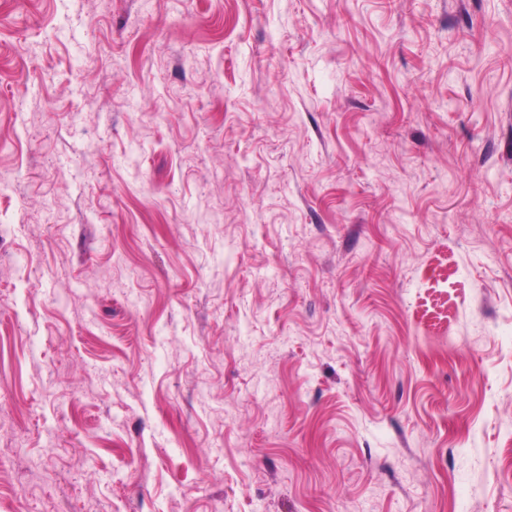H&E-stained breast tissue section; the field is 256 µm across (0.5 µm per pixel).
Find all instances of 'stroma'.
I'll use <instances>...</instances> for the list:
<instances>
[{
  "mask_svg": "<svg viewBox=\"0 0 512 512\" xmlns=\"http://www.w3.org/2000/svg\"><path fill=\"white\" fill-rule=\"evenodd\" d=\"M0 512H512V0H0Z\"/></svg>",
  "mask_w": 512,
  "mask_h": 512,
  "instance_id": "stroma-1",
  "label": "stroma"
}]
</instances>
